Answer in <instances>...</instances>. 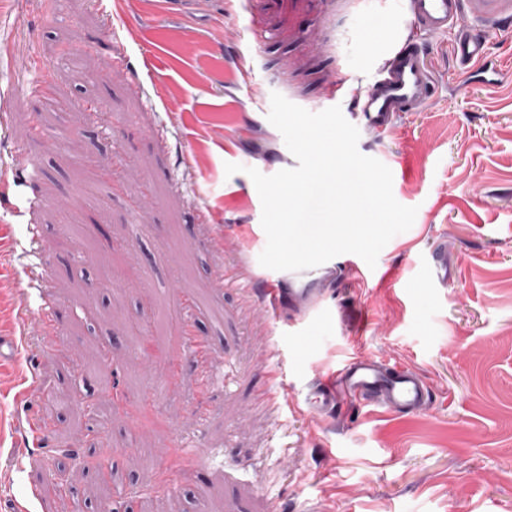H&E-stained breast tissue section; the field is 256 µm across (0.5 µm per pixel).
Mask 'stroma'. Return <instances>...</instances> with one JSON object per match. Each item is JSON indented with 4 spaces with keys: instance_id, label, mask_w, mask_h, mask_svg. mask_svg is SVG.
Listing matches in <instances>:
<instances>
[{
    "instance_id": "1",
    "label": "stroma",
    "mask_w": 512,
    "mask_h": 512,
    "mask_svg": "<svg viewBox=\"0 0 512 512\" xmlns=\"http://www.w3.org/2000/svg\"><path fill=\"white\" fill-rule=\"evenodd\" d=\"M463 2L487 57L459 66L448 35L419 32L431 99L386 138L360 131L412 227L303 314L244 302L276 276L246 170L297 165L270 97L350 115L337 83L370 84L408 0H0V512H94L120 490L135 512H512V26L488 24L512 0ZM187 297L216 342L204 361ZM357 352L418 370L430 406H311ZM274 365L281 403L256 405ZM177 443L200 459L162 478Z\"/></svg>"
}]
</instances>
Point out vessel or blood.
<instances>
[{
  "mask_svg": "<svg viewBox=\"0 0 512 512\" xmlns=\"http://www.w3.org/2000/svg\"><path fill=\"white\" fill-rule=\"evenodd\" d=\"M413 22L426 29L449 33L461 64L483 60L486 37L461 19V0H411ZM423 58L418 48L404 40L387 53L374 82L364 90H350L356 118L378 135L390 133L400 113L428 99L423 81ZM341 263L327 262L304 271H286L262 289L269 307L291 306L300 310L317 305L326 278H341ZM316 406L333 409L339 399L349 398L361 406L418 413L431 403V393L422 375L408 367H389L372 356H356L337 370L331 382L316 386L312 393Z\"/></svg>",
  "mask_w": 512,
  "mask_h": 512,
  "instance_id": "b4317fda",
  "label": "vessel or blood"
}]
</instances>
